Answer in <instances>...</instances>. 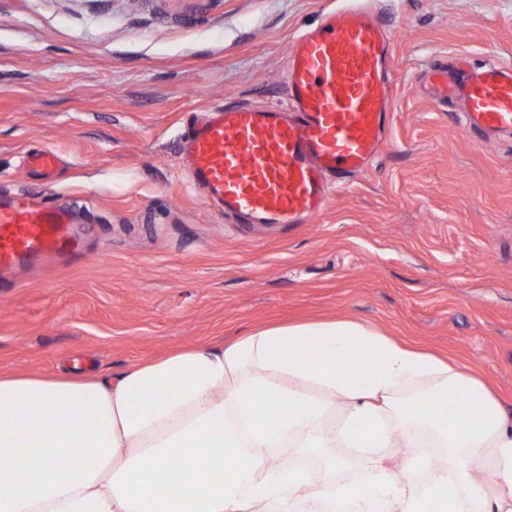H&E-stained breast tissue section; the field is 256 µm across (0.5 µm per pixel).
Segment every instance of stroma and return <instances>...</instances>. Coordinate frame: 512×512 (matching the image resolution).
Wrapping results in <instances>:
<instances>
[{
  "mask_svg": "<svg viewBox=\"0 0 512 512\" xmlns=\"http://www.w3.org/2000/svg\"><path fill=\"white\" fill-rule=\"evenodd\" d=\"M330 0H0V197L68 202L79 246L0 284V372L114 375L270 326L351 320L463 363L512 410V137L433 101L430 61L512 65V0H371L392 135L309 224L250 231L177 158L192 113L283 106ZM59 156L52 177L27 154Z\"/></svg>",
  "mask_w": 512,
  "mask_h": 512,
  "instance_id": "35a3bbf8",
  "label": "stroma"
}]
</instances>
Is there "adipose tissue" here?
Listing matches in <instances>:
<instances>
[{"label": "adipose tissue", "instance_id": "adipose-tissue-1", "mask_svg": "<svg viewBox=\"0 0 512 512\" xmlns=\"http://www.w3.org/2000/svg\"><path fill=\"white\" fill-rule=\"evenodd\" d=\"M280 448L319 456L321 476L279 464ZM0 451V512H512V416L484 381L354 321L260 329L112 378L0 373ZM351 456L359 478L338 480Z\"/></svg>", "mask_w": 512, "mask_h": 512}]
</instances>
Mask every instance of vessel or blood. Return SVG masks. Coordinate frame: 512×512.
I'll return each mask as SVG.
<instances>
[{
    "mask_svg": "<svg viewBox=\"0 0 512 512\" xmlns=\"http://www.w3.org/2000/svg\"><path fill=\"white\" fill-rule=\"evenodd\" d=\"M393 39L364 0L324 10L287 50V107L219 106L186 141L181 164L198 194L253 225L307 224L327 208L333 178L366 171L387 142ZM440 96L464 104L463 126L512 135V65L464 58L429 69ZM65 204L0 202V274L72 249Z\"/></svg>",
    "mask_w": 512,
    "mask_h": 512,
    "instance_id": "1",
    "label": "vessel or blood"
}]
</instances>
